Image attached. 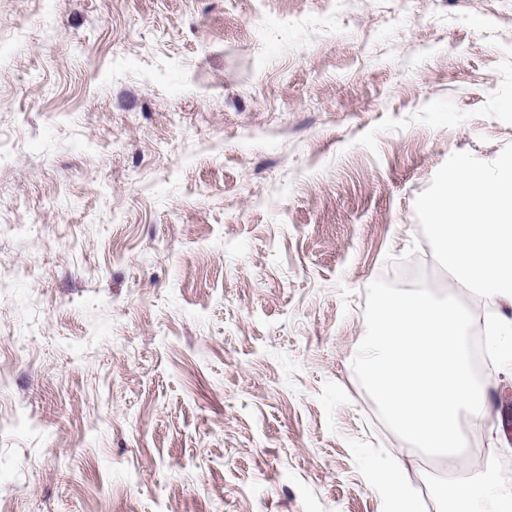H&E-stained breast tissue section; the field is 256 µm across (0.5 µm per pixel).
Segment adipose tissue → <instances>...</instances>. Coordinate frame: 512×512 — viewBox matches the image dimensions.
<instances>
[{
  "instance_id": "adipose-tissue-1",
  "label": "adipose tissue",
  "mask_w": 512,
  "mask_h": 512,
  "mask_svg": "<svg viewBox=\"0 0 512 512\" xmlns=\"http://www.w3.org/2000/svg\"><path fill=\"white\" fill-rule=\"evenodd\" d=\"M434 493L443 512H512V490L501 487L488 467L466 483L439 481Z\"/></svg>"
}]
</instances>
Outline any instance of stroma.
Returning a JSON list of instances; mask_svg holds the SVG:
<instances>
[{
    "label": "stroma",
    "instance_id": "stroma-1",
    "mask_svg": "<svg viewBox=\"0 0 512 512\" xmlns=\"http://www.w3.org/2000/svg\"><path fill=\"white\" fill-rule=\"evenodd\" d=\"M508 144L512 0H0V512H435L351 362ZM385 489L392 503V512L420 511V504L406 488L397 462L387 466Z\"/></svg>",
    "mask_w": 512,
    "mask_h": 512
}]
</instances>
